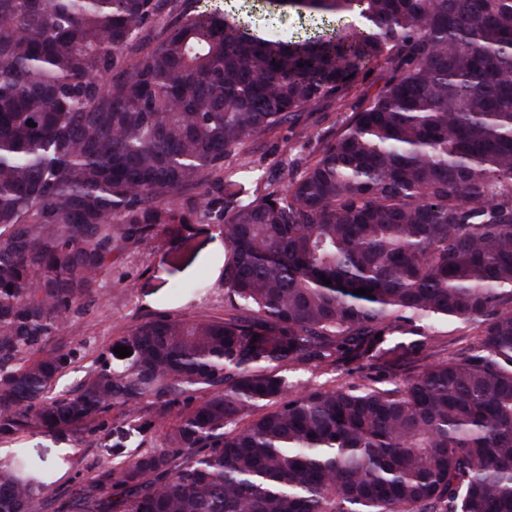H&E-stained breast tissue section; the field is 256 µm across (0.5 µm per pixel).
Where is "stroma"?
Segmentation results:
<instances>
[{
    "mask_svg": "<svg viewBox=\"0 0 512 512\" xmlns=\"http://www.w3.org/2000/svg\"><path fill=\"white\" fill-rule=\"evenodd\" d=\"M260 29L293 37L313 32V21L295 13L266 11L255 0L250 13ZM344 117L334 99L313 107L304 121L286 123L251 148L264 161L266 174L288 182L312 146L326 138ZM182 246H170L166 235L119 245L112 269L97 283L93 300L85 302L66 327L48 339V346L74 350V363L57 383L59 394L74 393L100 360L114 368L125 366L116 346L129 343L131 330L141 321L160 317H205L224 312V235L218 219L201 210L184 225ZM159 425L139 427L120 410L106 414L103 425L79 429H47L31 424L13 438L1 439L0 449H25L55 466L50 494L64 497L105 465L126 461L157 442Z\"/></svg>",
    "mask_w": 512,
    "mask_h": 512,
    "instance_id": "1",
    "label": "stroma"
}]
</instances>
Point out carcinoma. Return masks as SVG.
Instances as JSON below:
<instances>
[{"label":"carcinoma","instance_id":"cac0c4a2","mask_svg":"<svg viewBox=\"0 0 512 512\" xmlns=\"http://www.w3.org/2000/svg\"><path fill=\"white\" fill-rule=\"evenodd\" d=\"M192 1L0 0V435L192 402L71 512H512V0H262L318 24L298 40ZM327 98L288 183L246 159L218 186L224 314L143 321L129 365L53 395L72 352L27 353L117 241L181 243L229 156ZM448 324L477 345L402 342ZM288 364L397 380L295 391ZM50 486L15 451L0 512Z\"/></svg>","mask_w":512,"mask_h":512}]
</instances>
